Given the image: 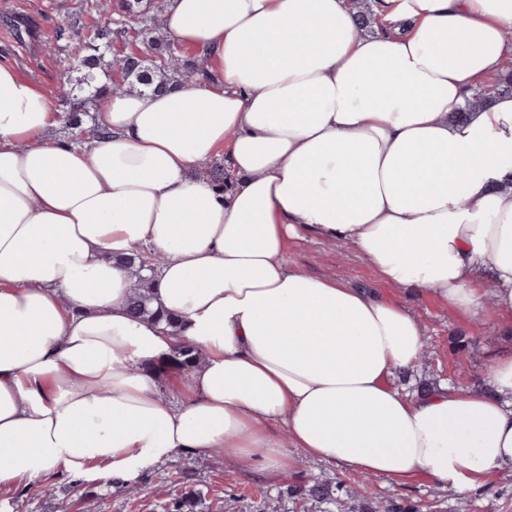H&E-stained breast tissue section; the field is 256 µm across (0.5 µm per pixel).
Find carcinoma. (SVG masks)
Wrapping results in <instances>:
<instances>
[{
    "label": "carcinoma",
    "instance_id": "carcinoma-1",
    "mask_svg": "<svg viewBox=\"0 0 512 512\" xmlns=\"http://www.w3.org/2000/svg\"><path fill=\"white\" fill-rule=\"evenodd\" d=\"M142 0H83L79 20L74 23L72 38L76 47L68 57V64L60 74L59 92L69 100L71 110L67 118L69 125L78 130L74 144L83 146L94 139H103L107 133L97 126H83L82 115L87 113V104L107 91L138 89L140 91L161 87L173 78L190 81L200 76V70L188 63L179 54L178 48L165 42L158 44L146 40L150 52L120 54L114 44L123 42L131 34L142 35L145 29L132 27V19L141 14ZM502 92L512 93V74L474 90L466 98L464 111L487 105L492 96ZM152 279L138 275L137 287L132 290L127 306L136 315L160 323L166 317L153 309ZM201 357L193 346H186L165 364L168 369H187ZM367 481H362L359 491L350 492V499L357 502L358 512H380V506L367 498ZM341 484L323 480H310L294 487L291 497L314 506L315 512H345Z\"/></svg>",
    "mask_w": 512,
    "mask_h": 512
}]
</instances>
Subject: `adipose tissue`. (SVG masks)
Masks as SVG:
<instances>
[{
  "label": "adipose tissue",
  "instance_id": "obj_1",
  "mask_svg": "<svg viewBox=\"0 0 512 512\" xmlns=\"http://www.w3.org/2000/svg\"><path fill=\"white\" fill-rule=\"evenodd\" d=\"M163 29L207 80L112 95L105 139L0 64V487L94 465L130 481L219 448L276 475L289 448L468 492L512 474V342L484 388L390 385L424 331L404 306L289 266L303 230L367 256L381 280L477 315L512 310V0H165ZM233 176L200 169L218 152ZM163 253L130 315L126 259ZM184 341L204 359L162 394ZM493 82L487 86L483 85L474 90V93L466 98V107L464 112H468L472 108L486 106L494 94L502 92L512 93V74L508 77L493 76Z\"/></svg>",
  "mask_w": 512,
  "mask_h": 512
}]
</instances>
